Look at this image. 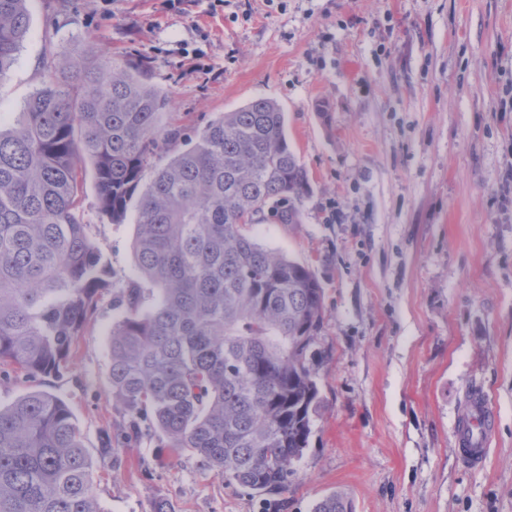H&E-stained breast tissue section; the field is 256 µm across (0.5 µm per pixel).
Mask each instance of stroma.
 Returning a JSON list of instances; mask_svg holds the SVG:
<instances>
[{
	"label": "stroma",
	"mask_w": 512,
	"mask_h": 512,
	"mask_svg": "<svg viewBox=\"0 0 512 512\" xmlns=\"http://www.w3.org/2000/svg\"><path fill=\"white\" fill-rule=\"evenodd\" d=\"M31 26L0 78L12 121L67 46L139 59L187 135L256 98L279 102L311 191L300 221L258 220L266 249L324 288L320 409L287 492L261 496L133 433L109 384L112 323L135 273L136 226L104 215L92 166L80 214L111 287L66 370L0 374V405L45 390L72 412L107 512H512V0H29ZM496 410L486 468L453 428L470 391ZM111 436L104 452L102 436Z\"/></svg>",
	"instance_id": "1"
}]
</instances>
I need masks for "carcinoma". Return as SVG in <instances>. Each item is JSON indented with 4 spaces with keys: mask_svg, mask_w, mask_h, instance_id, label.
<instances>
[{
    "mask_svg": "<svg viewBox=\"0 0 512 512\" xmlns=\"http://www.w3.org/2000/svg\"><path fill=\"white\" fill-rule=\"evenodd\" d=\"M28 0H0V79L30 30ZM0 125V368L67 369L110 286L79 214L91 162L101 211L133 217L136 273L112 324V400L174 457L260 495L283 493L320 400L312 365L324 290L306 264L246 232L264 212L299 221L310 192L285 112L268 98L226 112L153 170L166 94L95 42ZM66 403L29 392L0 406V512H104ZM312 512H352L334 493Z\"/></svg>",
    "mask_w": 512,
    "mask_h": 512,
    "instance_id": "cac0c4a2",
    "label": "carcinoma"
}]
</instances>
